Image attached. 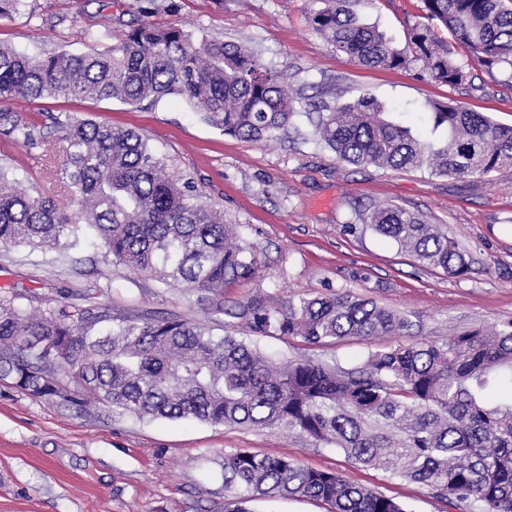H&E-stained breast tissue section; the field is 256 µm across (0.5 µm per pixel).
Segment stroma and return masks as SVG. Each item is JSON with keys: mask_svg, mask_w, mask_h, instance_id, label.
<instances>
[{"mask_svg": "<svg viewBox=\"0 0 512 512\" xmlns=\"http://www.w3.org/2000/svg\"><path fill=\"white\" fill-rule=\"evenodd\" d=\"M155 23L194 36L243 45L278 73L298 99L285 133L262 141L225 135L180 97L130 105L118 100L10 102L36 125L29 145L0 136V167L17 190L73 208L59 175L63 155L53 118L106 122L144 132L170 173L193 181L217 204L256 259L254 275L224 289L225 306L255 295L274 303L347 291L405 312L408 343L445 341L457 331L512 319V170L465 177L428 170L354 166L311 139L309 114L362 97L377 100L388 120L423 125L427 104L454 100L512 126V84L469 60V80L451 88L423 78L418 62L369 68L336 51L308 24L310 0H174ZM33 18L0 17V44L39 55L89 49L87 32L136 24L135 0H29ZM419 0H357L359 23L374 25L405 47ZM396 205L448 231L469 256L451 275L419 264L363 224L375 207ZM112 286V304L131 315L211 317L179 285L165 286L116 262L97 239L68 258L23 247H0V292L25 313L79 306L84 295ZM253 345L280 362L312 359L343 369L360 366L388 337L309 345L256 337ZM239 448L287 454L305 467L333 471L406 504L410 512H458L423 484L350 464L334 447L281 429L253 430L197 420L113 415L102 421L47 403L0 382V512H224L221 463Z\"/></svg>", "mask_w": 512, "mask_h": 512, "instance_id": "35a3bbf8", "label": "stroma"}]
</instances>
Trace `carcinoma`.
<instances>
[{
    "label": "carcinoma",
    "instance_id": "obj_1",
    "mask_svg": "<svg viewBox=\"0 0 512 512\" xmlns=\"http://www.w3.org/2000/svg\"><path fill=\"white\" fill-rule=\"evenodd\" d=\"M143 20L104 49L27 56L0 46V101L119 100L138 104L181 96L224 134L273 138L296 114L295 99L248 49L150 20L155 0H137ZM312 29L336 51L368 67L422 63L431 80L455 88L468 78L457 49L512 83V6L506 0H421L410 51L362 25L348 0H312ZM437 143L384 118L372 98L327 107L314 134L353 165L427 168L464 177L512 169V127L452 101L430 104ZM62 132L60 175L75 191L67 215L53 201L5 187L0 168V245L74 249L86 229L117 262L161 284L179 283L198 301L237 320L251 335L324 344L387 336L392 343L350 370L312 360L278 362L227 332L182 317L131 316L110 304L63 305L25 315L0 296V380L32 397L105 419L119 410L138 419H194L250 429L281 428L339 448L362 467L423 483L432 495L469 512H512V399L491 392L512 385V320L474 328L441 343L397 338L411 322L402 313L349 292L290 298L261 296L224 310V287L248 279L256 261L237 242L236 225L189 183L167 173L147 135L109 124L54 118ZM0 133L36 143L35 126L18 112L0 113ZM422 265L451 274L468 269L448 232L397 206L361 218ZM76 390L67 391L69 383ZM224 512L274 497H311L330 512H411L378 491L287 455L246 448L224 454Z\"/></svg>",
    "mask_w": 512,
    "mask_h": 512
}]
</instances>
